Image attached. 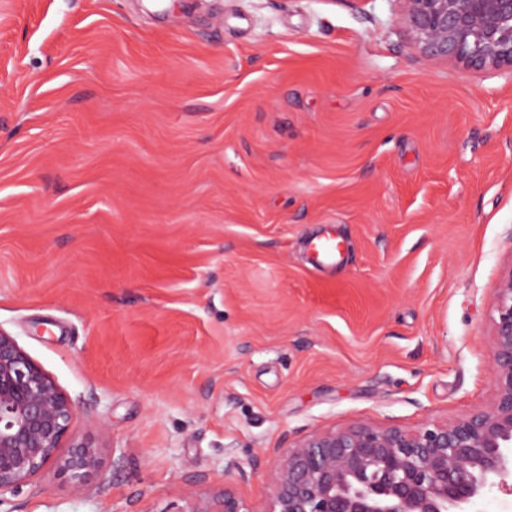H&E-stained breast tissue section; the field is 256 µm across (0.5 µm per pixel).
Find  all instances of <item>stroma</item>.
I'll list each match as a JSON object with an SVG mask.
<instances>
[{"label": "stroma", "mask_w": 512, "mask_h": 512, "mask_svg": "<svg viewBox=\"0 0 512 512\" xmlns=\"http://www.w3.org/2000/svg\"><path fill=\"white\" fill-rule=\"evenodd\" d=\"M397 0H0V329L76 406L0 512H266L279 450L490 404L512 72ZM334 231L346 258L305 249ZM183 512H251L243 498L229 485L223 484L207 499L191 502L189 510Z\"/></svg>", "instance_id": "35a3bbf8"}]
</instances>
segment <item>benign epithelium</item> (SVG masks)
<instances>
[{"instance_id":"7a95c632","label":"benign epithelium","mask_w":512,"mask_h":512,"mask_svg":"<svg viewBox=\"0 0 512 512\" xmlns=\"http://www.w3.org/2000/svg\"><path fill=\"white\" fill-rule=\"evenodd\" d=\"M394 23L418 54L475 70L512 71V0H398ZM491 403L454 421L313 431L279 452L267 512H471L493 489L512 494V266L492 290ZM75 405L0 330V494L50 463L73 489L99 467L82 442L59 455ZM187 512H251L223 485Z\"/></svg>"}]
</instances>
